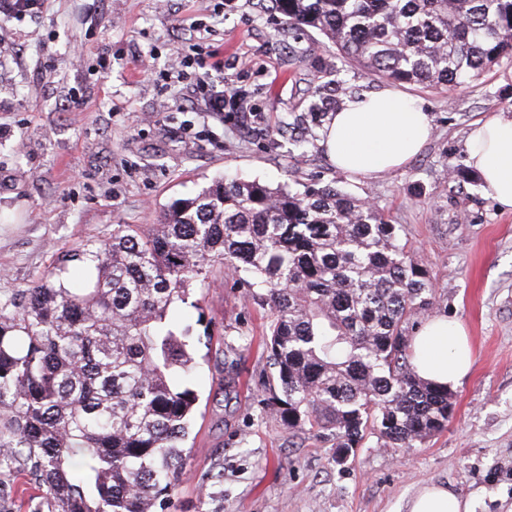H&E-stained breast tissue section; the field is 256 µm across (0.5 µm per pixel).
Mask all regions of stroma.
<instances>
[{"mask_svg": "<svg viewBox=\"0 0 512 512\" xmlns=\"http://www.w3.org/2000/svg\"><path fill=\"white\" fill-rule=\"evenodd\" d=\"M213 8L209 41L255 109L247 121L230 106L220 117L183 109L169 48L179 22ZM98 53L112 58L108 77L93 72ZM143 56L172 76L170 89L139 79ZM386 86L340 65L316 30L282 29L266 0H49L45 17L0 32V290L27 287L84 242L109 240L115 225L152 232L169 203L217 178L321 182L403 225L431 269L433 314L468 332L473 366L451 391L447 427L411 448L368 439L340 465L331 436L288 430L264 409L272 368L251 342L270 315L213 264L190 287L199 413L187 476L163 512H406L431 483L472 512H512V212L452 177L468 165L474 125L512 114V62L463 87L400 84L429 113L430 142L374 179L336 169L326 125L348 99ZM76 90L85 105L73 112ZM187 125L198 139L185 138ZM297 139L304 153L293 151Z\"/></svg>", "mask_w": 512, "mask_h": 512, "instance_id": "stroma-1", "label": "stroma"}]
</instances>
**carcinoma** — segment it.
Here are the masks:
<instances>
[{
    "label": "carcinoma",
    "mask_w": 512,
    "mask_h": 512,
    "mask_svg": "<svg viewBox=\"0 0 512 512\" xmlns=\"http://www.w3.org/2000/svg\"><path fill=\"white\" fill-rule=\"evenodd\" d=\"M272 2L281 26L393 82L458 86L512 59V0ZM215 261L270 313L264 405L288 429L351 450L447 427L451 394L413 364L407 325L435 293L403 227L333 185L224 176L153 233L118 224L73 266L0 293V478L29 466L33 512H155L174 494L199 401L177 315Z\"/></svg>",
    "instance_id": "1"
}]
</instances>
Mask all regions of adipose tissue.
<instances>
[{
  "label": "adipose tissue",
  "mask_w": 512,
  "mask_h": 512,
  "mask_svg": "<svg viewBox=\"0 0 512 512\" xmlns=\"http://www.w3.org/2000/svg\"><path fill=\"white\" fill-rule=\"evenodd\" d=\"M432 126L424 112L400 90L388 87L349 101L326 133V148L338 167L358 176H375L404 166L427 143ZM469 161L498 206L512 211V115L476 126ZM418 376L455 387L472 366L465 328L445 316L426 320L412 340ZM407 512H471L468 500L431 484L409 500Z\"/></svg>",
  "instance_id": "1"
}]
</instances>
